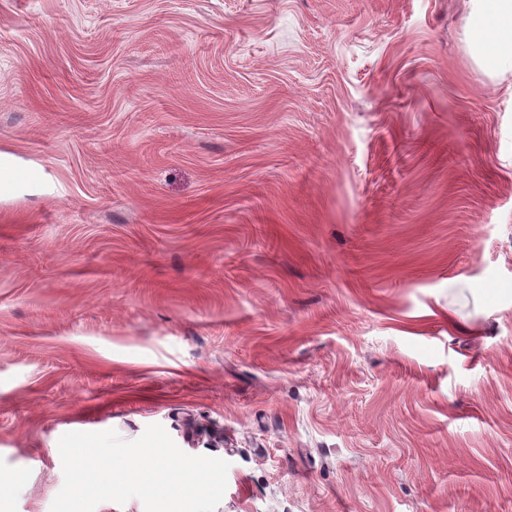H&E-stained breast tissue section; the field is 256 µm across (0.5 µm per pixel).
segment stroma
I'll return each mask as SVG.
<instances>
[{"mask_svg": "<svg viewBox=\"0 0 512 512\" xmlns=\"http://www.w3.org/2000/svg\"><path fill=\"white\" fill-rule=\"evenodd\" d=\"M467 0H0V512L162 425L217 512H512V73Z\"/></svg>", "mask_w": 512, "mask_h": 512, "instance_id": "1", "label": "stroma"}]
</instances>
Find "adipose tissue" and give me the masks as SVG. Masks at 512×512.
Returning <instances> with one entry per match:
<instances>
[{
	"label": "adipose tissue",
	"mask_w": 512,
	"mask_h": 512,
	"mask_svg": "<svg viewBox=\"0 0 512 512\" xmlns=\"http://www.w3.org/2000/svg\"><path fill=\"white\" fill-rule=\"evenodd\" d=\"M467 47L485 74L512 72V0H469Z\"/></svg>",
	"instance_id": "1"
}]
</instances>
